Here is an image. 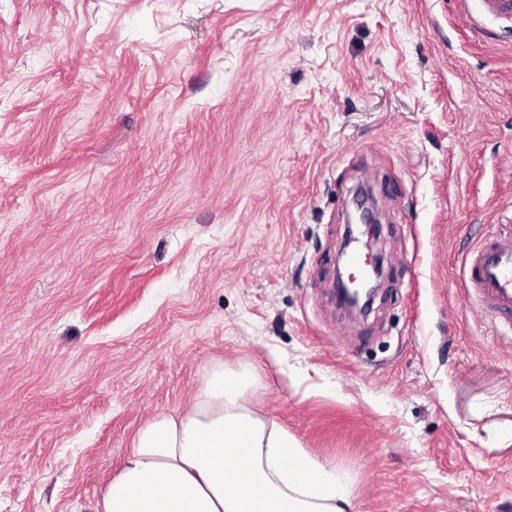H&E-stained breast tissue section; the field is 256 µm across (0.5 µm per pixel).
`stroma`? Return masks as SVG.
<instances>
[{
    "mask_svg": "<svg viewBox=\"0 0 512 512\" xmlns=\"http://www.w3.org/2000/svg\"><path fill=\"white\" fill-rule=\"evenodd\" d=\"M480 9L0 0V512H85L217 362L357 512H512V338L457 281L512 222V20ZM369 201L370 199L367 197H361L356 201V210L353 216L356 222L348 225L344 249L350 247L352 243L359 242L361 237L366 238L365 245L368 247L371 240L377 236L379 224ZM370 270L365 272L361 278L351 276L344 279L343 273L338 268L336 271V282L334 295L340 307L347 312L364 313L370 310L381 286V279L384 270L380 263L369 265ZM359 297L358 303L352 302V297Z\"/></svg>",
    "mask_w": 512,
    "mask_h": 512,
    "instance_id": "1",
    "label": "stroma"
}]
</instances>
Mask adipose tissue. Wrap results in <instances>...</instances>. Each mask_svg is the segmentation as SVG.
Instances as JSON below:
<instances>
[{
	"mask_svg": "<svg viewBox=\"0 0 512 512\" xmlns=\"http://www.w3.org/2000/svg\"><path fill=\"white\" fill-rule=\"evenodd\" d=\"M255 367L213 366L189 406L139 429L92 512H354L352 485L247 397Z\"/></svg>",
	"mask_w": 512,
	"mask_h": 512,
	"instance_id": "obj_1",
	"label": "adipose tissue"
}]
</instances>
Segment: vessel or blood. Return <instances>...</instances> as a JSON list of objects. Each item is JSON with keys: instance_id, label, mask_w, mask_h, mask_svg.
Wrapping results in <instances>:
<instances>
[{"instance_id": "1", "label": "vessel or blood", "mask_w": 512, "mask_h": 512, "mask_svg": "<svg viewBox=\"0 0 512 512\" xmlns=\"http://www.w3.org/2000/svg\"><path fill=\"white\" fill-rule=\"evenodd\" d=\"M467 281L492 323L512 328V234L491 231L471 253Z\"/></svg>"}]
</instances>
